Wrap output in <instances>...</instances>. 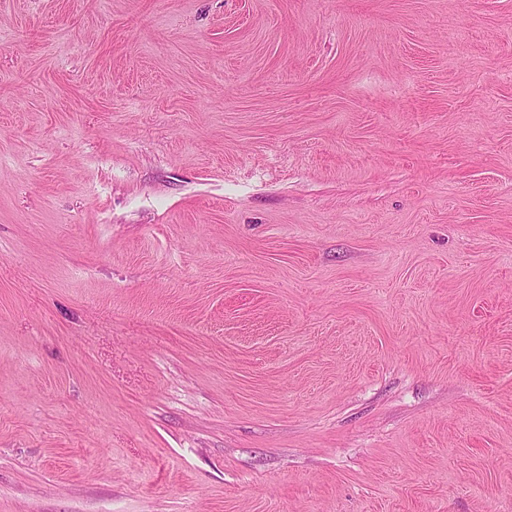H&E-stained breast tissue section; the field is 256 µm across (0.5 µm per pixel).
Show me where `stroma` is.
Listing matches in <instances>:
<instances>
[{"instance_id": "1", "label": "stroma", "mask_w": 512, "mask_h": 512, "mask_svg": "<svg viewBox=\"0 0 512 512\" xmlns=\"http://www.w3.org/2000/svg\"><path fill=\"white\" fill-rule=\"evenodd\" d=\"M0 512H512V0H0Z\"/></svg>"}]
</instances>
